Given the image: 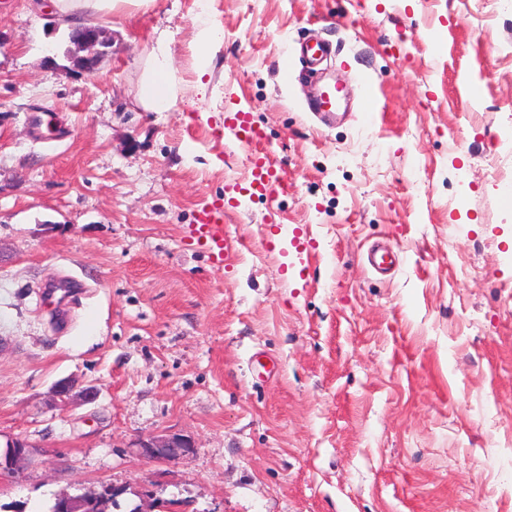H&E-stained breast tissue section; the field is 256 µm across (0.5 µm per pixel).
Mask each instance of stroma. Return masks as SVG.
<instances>
[{
	"label": "stroma",
	"instance_id": "stroma-1",
	"mask_svg": "<svg viewBox=\"0 0 512 512\" xmlns=\"http://www.w3.org/2000/svg\"><path fill=\"white\" fill-rule=\"evenodd\" d=\"M51 0H0V512L120 488L122 512H512V0H196L118 25L95 75ZM180 85L136 91L158 37ZM325 39L348 97L279 59ZM55 67H48V60ZM245 111L284 186L250 188ZM372 112L365 124L364 112ZM223 216L216 266L192 237ZM398 256L380 274L371 245ZM83 288L66 321L46 284ZM273 364L272 373L257 360ZM91 388L60 407L55 384ZM190 436L166 463L140 441ZM222 43L219 30L209 21L205 10L202 9L190 41L194 68L199 79L211 69L215 57L222 48ZM335 86V85H334ZM339 102L336 99V86L325 90L309 106L312 112H319L318 116L323 122H329L334 116V112L339 108ZM28 445L24 440L13 439L6 445L4 453L0 450V474L11 472L23 461L28 455Z\"/></svg>",
	"mask_w": 512,
	"mask_h": 512
}]
</instances>
